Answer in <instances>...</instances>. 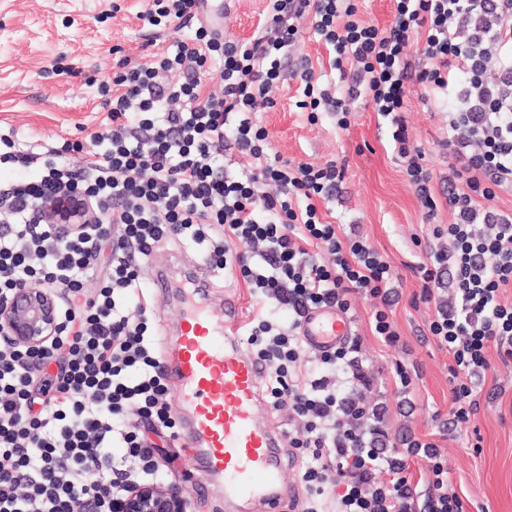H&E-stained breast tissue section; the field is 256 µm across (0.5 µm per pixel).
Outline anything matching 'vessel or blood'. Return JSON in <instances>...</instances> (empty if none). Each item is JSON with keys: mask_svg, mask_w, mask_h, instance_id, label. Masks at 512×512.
Segmentation results:
<instances>
[{"mask_svg": "<svg viewBox=\"0 0 512 512\" xmlns=\"http://www.w3.org/2000/svg\"><path fill=\"white\" fill-rule=\"evenodd\" d=\"M239 309L234 296L225 298L220 320L190 309L171 336L179 350L180 429L201 464L223 478L225 497L257 499L267 512H279L282 436L256 419L263 368L234 334ZM300 332L312 349L331 350L349 340L352 323L336 308L318 307L305 314Z\"/></svg>", "mask_w": 512, "mask_h": 512, "instance_id": "obj_1", "label": "vessel or blood"}]
</instances>
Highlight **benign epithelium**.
I'll return each instance as SVG.
<instances>
[{"label": "benign epithelium", "instance_id": "obj_1", "mask_svg": "<svg viewBox=\"0 0 512 512\" xmlns=\"http://www.w3.org/2000/svg\"><path fill=\"white\" fill-rule=\"evenodd\" d=\"M42 219L59 225L67 237L97 220L98 213L90 202L63 194L43 208ZM57 319L58 295L50 288L21 283L8 298H0V340L13 349L47 348L57 336ZM117 512H186V501L175 485L142 483L122 496Z\"/></svg>", "mask_w": 512, "mask_h": 512}]
</instances>
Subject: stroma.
<instances>
[{
	"mask_svg": "<svg viewBox=\"0 0 512 512\" xmlns=\"http://www.w3.org/2000/svg\"><path fill=\"white\" fill-rule=\"evenodd\" d=\"M141 6L142 0H0V132L14 133L25 148L52 145L61 137L93 146L95 134L108 121L100 83L111 81L120 59L143 62L169 44L143 28L137 17ZM265 7L266 0H233L224 17L225 36L250 39ZM306 59L323 85L346 92L347 80L331 69L328 49L308 24L288 66L296 68ZM272 97L274 106L255 119L266 128L273 152L297 163L344 164L343 182L319 209L326 221L355 228L391 267L399 293L393 308L398 346H385L372 335L370 300L357 299L349 313L372 380L370 396L388 405L391 436L434 440L467 512L481 506L487 512H512V362L492 358L479 388L474 428L449 429L448 353L428 333L432 308L412 302L421 285L412 267L434 245V225L451 221L445 107L422 99L420 87L413 84L401 114L411 144L422 152V163L432 175L436 207L430 212L395 158L389 122L364 100L351 103L349 125L342 129L331 115L309 122L298 106L303 89L291 76L283 77ZM148 262L168 268L172 282L171 293L151 297L150 325L163 363L174 359L166 333L182 315L179 293L186 265H198L210 280L206 303L214 313L223 314L224 295L230 292L241 301L240 324L252 319L255 302L248 288L212 270L204 247L176 238L161 244ZM398 361L417 373L406 396L391 379ZM477 434L482 437L478 451L471 446ZM152 442L163 482L181 488L188 512H236L237 503L224 497L223 482L199 463L184 440L156 436Z\"/></svg>",
	"mask_w": 512,
	"mask_h": 512,
	"instance_id": "35a3bbf8",
	"label": "stroma"
}]
</instances>
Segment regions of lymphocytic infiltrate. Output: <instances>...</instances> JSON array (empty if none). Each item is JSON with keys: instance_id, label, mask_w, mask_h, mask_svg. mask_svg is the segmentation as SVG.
Masks as SVG:
<instances>
[{"instance_id": "lymphocytic-infiltrate-1", "label": "lymphocytic infiltrate", "mask_w": 512, "mask_h": 512, "mask_svg": "<svg viewBox=\"0 0 512 512\" xmlns=\"http://www.w3.org/2000/svg\"><path fill=\"white\" fill-rule=\"evenodd\" d=\"M356 13L353 0H267L261 28L239 41L204 19L199 0H144V28L171 42L148 61L120 60L102 84L112 125L94 148L67 139L38 154L0 135V168L42 170L31 182L0 183V296L26 281L57 291L62 309L47 349H0V512H114L133 482L112 464L115 434L139 472L154 475L138 432L172 430L177 421L153 348L139 261L174 236L208 243L210 267L240 276L257 301L248 351L266 364V401L287 410L288 444L307 460L304 512H465L438 445L389 444L385 405L356 396L364 379L357 339L319 352L316 368L301 363L304 315L321 306L349 312L358 294L375 301V334L396 345L392 274L367 240L344 237L318 210L344 168L273 153L255 114L273 106L270 92L307 22L332 50L334 69L355 67L341 98L302 62L300 106L309 121L332 114L347 128L350 103L361 97L381 116L403 111L410 80L424 97L445 103L448 181L467 189L448 192L453 221L433 229L448 245L418 265L419 299L433 304L428 330L448 352L449 423L473 425L490 354L512 359V299L504 296L512 288V212L493 205L498 191L512 188V0H396L385 28ZM415 40L417 69L406 52ZM212 74L222 94H203ZM392 139L422 206L435 209L431 175L404 124ZM227 151L238 158L233 175L220 161ZM75 152L82 162L73 167L67 158ZM270 183L277 193H259ZM63 191L102 204L111 236L90 224L59 243L56 226L38 221L35 209ZM105 250L110 257L100 272ZM445 272L451 284L442 296ZM91 275L97 287L89 294L83 282ZM275 308L287 310V325L272 319ZM49 361L54 376L28 369ZM340 373L345 395L336 387ZM413 457L427 463L416 479ZM93 469L102 484L84 481Z\"/></svg>"}]
</instances>
